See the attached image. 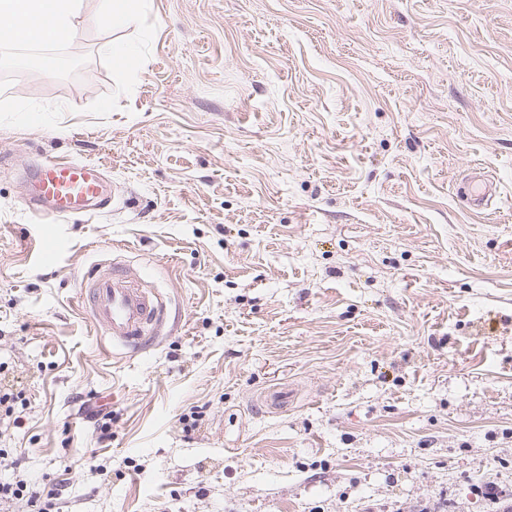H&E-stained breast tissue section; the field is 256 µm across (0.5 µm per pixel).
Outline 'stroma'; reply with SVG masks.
<instances>
[{
  "label": "stroma",
  "mask_w": 512,
  "mask_h": 512,
  "mask_svg": "<svg viewBox=\"0 0 512 512\" xmlns=\"http://www.w3.org/2000/svg\"><path fill=\"white\" fill-rule=\"evenodd\" d=\"M130 94L80 25L76 77L0 100V419L54 512H512V0H150ZM109 207L42 224L36 163ZM484 169L495 212L460 189ZM68 248L49 256L50 239ZM121 253L169 323L113 352L79 284ZM287 390L277 407L265 396ZM108 404L98 442L86 402Z\"/></svg>",
  "instance_id": "obj_1"
}]
</instances>
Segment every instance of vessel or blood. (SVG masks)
<instances>
[{"label":"vessel or blood","mask_w":512,"mask_h":512,"mask_svg":"<svg viewBox=\"0 0 512 512\" xmlns=\"http://www.w3.org/2000/svg\"><path fill=\"white\" fill-rule=\"evenodd\" d=\"M473 206L490 209L494 197L492 180L485 172L474 171ZM38 205L35 213L57 221L72 210L90 205L102 210L110 199L93 167L80 162L46 160L36 168ZM83 303L103 335L125 349H141L162 316V304L151 290L135 285L120 263L109 268H92L81 281Z\"/></svg>","instance_id":"b4317fda"}]
</instances>
